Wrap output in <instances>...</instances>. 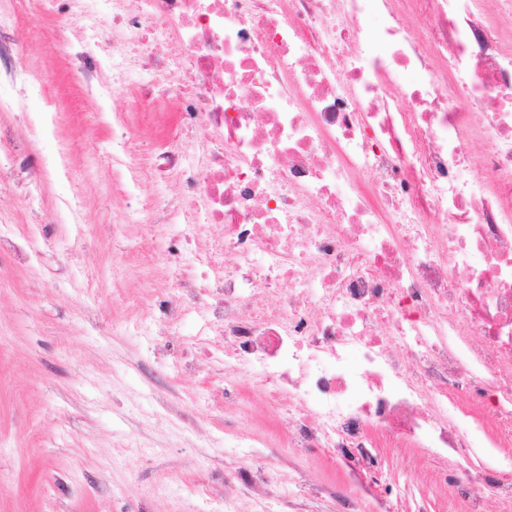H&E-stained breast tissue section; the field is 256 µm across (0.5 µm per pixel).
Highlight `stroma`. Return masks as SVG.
Masks as SVG:
<instances>
[{"label":"stroma","mask_w":512,"mask_h":512,"mask_svg":"<svg viewBox=\"0 0 512 512\" xmlns=\"http://www.w3.org/2000/svg\"><path fill=\"white\" fill-rule=\"evenodd\" d=\"M0 29L28 74L42 77L57 108L52 143L27 130L40 106L19 83L0 98V147L15 173L0 182V512H337L341 470L315 451L269 445L254 458L300 469L316 495L289 500L269 487L226 483L241 464L236 441L264 435L257 390L224 396V339L204 335L201 310L171 328L164 303L172 265L194 277L182 253L180 185L155 159L174 148L132 101L133 82L102 106L69 52L79 32L47 0ZM66 153L72 207L41 157ZM141 168L128 192L129 164ZM126 224H118V216ZM174 247L141 251L147 232Z\"/></svg>","instance_id":"obj_1"}]
</instances>
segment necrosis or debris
Instances as JSON below:
<instances>
[{
	"instance_id": "1",
	"label": "necrosis or debris",
	"mask_w": 512,
	"mask_h": 512,
	"mask_svg": "<svg viewBox=\"0 0 512 512\" xmlns=\"http://www.w3.org/2000/svg\"><path fill=\"white\" fill-rule=\"evenodd\" d=\"M56 7L113 83L183 76L160 166L204 271L165 307L223 337L225 393L255 380L368 486L420 448L465 512H512V0ZM414 454L417 456L425 457L426 467L434 466L430 458H428L422 452L417 450H413L412 453V451L409 449L389 450L387 448H379L378 462L386 473L388 483L393 485V492L395 491V487L399 483H402L406 477H408L404 470V463L402 461V457L406 456L408 458H416Z\"/></svg>"
}]
</instances>
